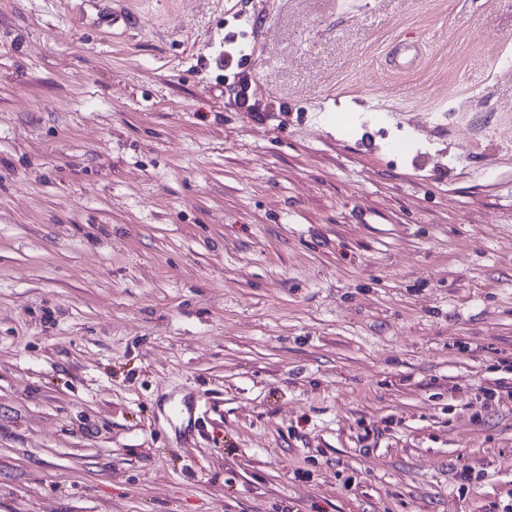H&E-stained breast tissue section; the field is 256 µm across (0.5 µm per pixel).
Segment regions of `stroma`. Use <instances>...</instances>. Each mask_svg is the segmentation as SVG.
<instances>
[{
  "instance_id": "stroma-1",
  "label": "stroma",
  "mask_w": 512,
  "mask_h": 512,
  "mask_svg": "<svg viewBox=\"0 0 512 512\" xmlns=\"http://www.w3.org/2000/svg\"><path fill=\"white\" fill-rule=\"evenodd\" d=\"M511 504L512 0H0V512Z\"/></svg>"
}]
</instances>
